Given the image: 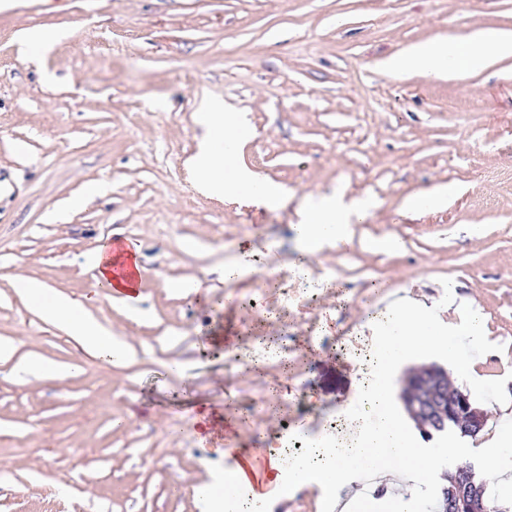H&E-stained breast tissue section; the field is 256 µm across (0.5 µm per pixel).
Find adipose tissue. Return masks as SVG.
I'll return each instance as SVG.
<instances>
[{
  "label": "adipose tissue",
  "mask_w": 512,
  "mask_h": 512,
  "mask_svg": "<svg viewBox=\"0 0 512 512\" xmlns=\"http://www.w3.org/2000/svg\"><path fill=\"white\" fill-rule=\"evenodd\" d=\"M509 57L512 32L483 27L463 36L413 45L385 59L383 69L393 78L415 71L428 78L461 80ZM198 120L205 134L190 165L207 179L210 191L221 198L244 196L276 204L283 195L282 188L266 181L242 160L249 140L245 117L225 108L220 101L207 100L201 105ZM368 216L366 203L342 192L306 207L296 226L303 254L313 255L325 244L350 242L353 225L365 223ZM95 264L100 286L126 306L139 302L137 280L141 268L134 248L117 251L112 244H105L98 249ZM16 286L82 349L110 362L133 357L126 337L96 322L84 302L32 278L18 280ZM380 305L377 316L369 323L376 341L364 356L368 369L361 372L357 381L358 406L343 412L344 421L357 423L353 437L312 440L298 457L293 456L287 442H271L267 448L269 477L280 498L313 486L334 503L338 512H350L360 496L355 476L363 471L374 486L386 487V502L398 503L401 512H408L410 505L399 502L398 491L438 479L437 455L433 449L416 446L412 423L395 399V381L425 349L443 356L457 380L466 381L474 372L475 362L461 355L457 336H471L483 349L490 342L475 310H468L462 323L457 324L445 319L440 309L406 294H387ZM482 447L485 477L498 488L512 491V479L504 476L506 467L512 464V436L492 435ZM248 482V472L242 465L217 473L210 483L198 489L206 512H269L270 502L257 495L227 502L216 494L224 485L240 488Z\"/></svg>",
  "instance_id": "obj_1"
}]
</instances>
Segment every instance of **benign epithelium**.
I'll use <instances>...</instances> for the list:
<instances>
[{"label": "benign epithelium", "instance_id": "benign-epithelium-1", "mask_svg": "<svg viewBox=\"0 0 512 512\" xmlns=\"http://www.w3.org/2000/svg\"><path fill=\"white\" fill-rule=\"evenodd\" d=\"M414 416L441 433L449 429L461 436H476L487 423L486 414L473 407L469 396L462 391L448 395V382L442 374L429 370L419 374L414 385L404 394ZM450 497L445 500L446 512H492L484 497V486L476 483L474 473L467 465L448 475Z\"/></svg>", "mask_w": 512, "mask_h": 512}]
</instances>
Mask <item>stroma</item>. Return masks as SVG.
Returning <instances> with one entry per match:
<instances>
[{"instance_id": "1", "label": "stroma", "mask_w": 512, "mask_h": 512, "mask_svg": "<svg viewBox=\"0 0 512 512\" xmlns=\"http://www.w3.org/2000/svg\"><path fill=\"white\" fill-rule=\"evenodd\" d=\"M0 7V512H200L220 451L321 434L354 396L384 292L475 299L512 341V57L459 81L381 69L431 38L512 31V0H10ZM56 35L34 58L23 31ZM246 113L243 161L276 207L200 191L201 98ZM452 184L443 207L408 196ZM370 203L349 244L296 261L305 203ZM391 237L370 253L363 243ZM136 247L141 299L97 288L92 257ZM244 266L235 283L225 264ZM95 295L123 364L86 355L15 283ZM236 301L223 305L226 294ZM290 348L262 359L266 341ZM76 374L40 380L30 355ZM493 412L512 357L476 358ZM215 422L202 434L198 417Z\"/></svg>"}]
</instances>
